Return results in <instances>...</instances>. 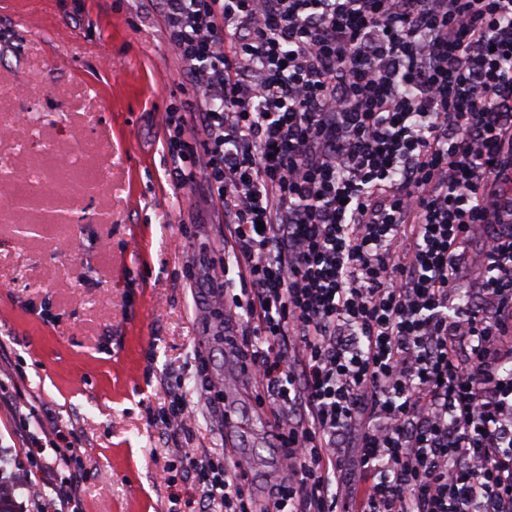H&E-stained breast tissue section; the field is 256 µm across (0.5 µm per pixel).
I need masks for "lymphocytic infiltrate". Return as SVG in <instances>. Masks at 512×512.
Wrapping results in <instances>:
<instances>
[{"instance_id":"lymphocytic-infiltrate-1","label":"lymphocytic infiltrate","mask_w":512,"mask_h":512,"mask_svg":"<svg viewBox=\"0 0 512 512\" xmlns=\"http://www.w3.org/2000/svg\"><path fill=\"white\" fill-rule=\"evenodd\" d=\"M197 92L167 175L224 213L241 368L285 478L261 512H512V0H159ZM202 512L246 475L176 451ZM80 512L0 471V512Z\"/></svg>"}]
</instances>
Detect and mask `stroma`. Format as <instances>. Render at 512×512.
I'll use <instances>...</instances> for the list:
<instances>
[{"label":"stroma","mask_w":512,"mask_h":512,"mask_svg":"<svg viewBox=\"0 0 512 512\" xmlns=\"http://www.w3.org/2000/svg\"><path fill=\"white\" fill-rule=\"evenodd\" d=\"M195 97L155 0L0 8V128L24 126L23 137L0 135V200L35 174L39 202L61 184L73 196L62 224H48L39 203L0 207V380L21 413L62 425L82 512H172L175 493L197 512L190 484L158 478L172 456L153 416L170 381L195 412L198 455L247 473L259 505L282 479L274 430L224 343L240 322L200 318L224 283V214L203 185L179 188L166 175L162 117ZM70 236L78 252L60 250ZM15 423L0 410L9 467L45 477Z\"/></svg>","instance_id":"stroma-1"}]
</instances>
